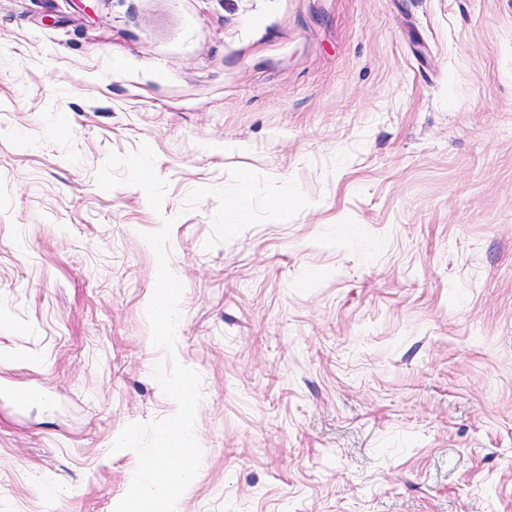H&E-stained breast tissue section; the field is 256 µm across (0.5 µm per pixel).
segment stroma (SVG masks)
Listing matches in <instances>:
<instances>
[{"label": "stroma", "instance_id": "stroma-1", "mask_svg": "<svg viewBox=\"0 0 512 512\" xmlns=\"http://www.w3.org/2000/svg\"><path fill=\"white\" fill-rule=\"evenodd\" d=\"M166 218L182 512H512V0H0V512H114L175 413Z\"/></svg>", "mask_w": 512, "mask_h": 512}]
</instances>
